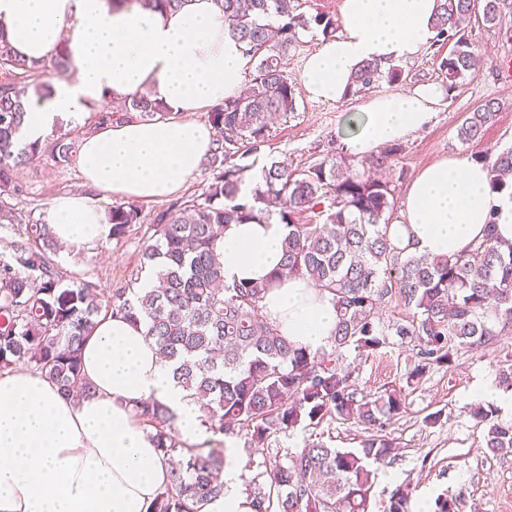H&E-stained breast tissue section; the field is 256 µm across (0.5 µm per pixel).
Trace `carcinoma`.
I'll return each instance as SVG.
<instances>
[{
  "label": "carcinoma",
  "mask_w": 512,
  "mask_h": 512,
  "mask_svg": "<svg viewBox=\"0 0 512 512\" xmlns=\"http://www.w3.org/2000/svg\"><path fill=\"white\" fill-rule=\"evenodd\" d=\"M160 10H179L188 0H112ZM230 33L251 54L254 69L246 92L211 112L216 139L210 148L212 180L195 198L159 213L154 233L141 245L140 269L104 295L93 282L69 281L53 263L59 247L50 225L25 224L26 241L0 260V372L26 364L41 372L68 397L89 396L81 379V351L100 323L101 311L148 324L147 335L172 368L177 384L204 399L201 425L223 435L245 434L260 443L273 432L315 428L324 421L354 420L368 430L359 447L332 448L321 440L281 461L274 457L251 478L246 492L254 512H370L377 471L396 460L399 448L386 425L406 408L409 389L436 367H453L461 351L497 358L499 385L512 388V243L488 231L468 253L457 257L406 253L395 247L388 227L393 215L394 180L360 174L354 160L339 157L307 168L273 161L244 190L247 165H227L265 145L271 119L295 112V85L283 60L299 31L315 24L330 37L333 20L296 12L293 0H215ZM482 7L483 21L495 26L500 0H440L433 20L438 42L453 39L440 62L448 90L472 77L474 58L462 19ZM402 71L370 60L350 78L349 94L382 79L397 82ZM52 91L46 69L17 57L0 41V224H19L11 200L23 195L18 172L43 155L68 162L77 143L62 133L21 144L19 134L29 96ZM125 112L143 121L169 115L147 95L124 101ZM499 108L487 101L468 113L458 129L463 143L484 135ZM400 146L389 144L364 159L370 169L394 171ZM492 189L512 190V147L492 161L477 158ZM312 212L322 219L304 224ZM277 216L288 233L283 264L267 282L224 283L218 246L225 226ZM139 211L116 204L106 212L110 236L122 238ZM159 287L139 288L142 272ZM307 278L332 297L336 329L327 344L310 352L280 333L262 315L266 291L283 275ZM392 308V318L382 311ZM396 337L413 347L404 377L375 393L356 388L345 351H376ZM136 415L153 429L165 455L178 452L172 436L175 413L159 401L143 402ZM487 427L486 447L512 452V421L478 405L471 411ZM170 471L149 512H206L224 496L221 448L187 449ZM413 488L400 484L384 501L383 512H412ZM462 494L439 497L433 512H462Z\"/></svg>",
  "instance_id": "1"
}]
</instances>
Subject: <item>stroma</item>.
I'll use <instances>...</instances> for the list:
<instances>
[{
  "mask_svg": "<svg viewBox=\"0 0 512 512\" xmlns=\"http://www.w3.org/2000/svg\"><path fill=\"white\" fill-rule=\"evenodd\" d=\"M465 29L472 34L477 72L463 86L449 89L439 69L442 57L449 53L448 45L430 44L414 59L400 62L401 81H380L338 103L312 100L298 87L295 112L274 122L259 161L276 159L301 168L342 156L346 113L357 111L374 97L426 84L437 88L439 98L431 122L400 143L397 167L403 176L396 183V205H403L414 174L431 163L449 156L495 159L512 147V77H504L500 71L502 60L512 57V0H503L497 25H484L476 15L466 22ZM489 100L500 107L495 122L481 139L461 143L457 131L467 113ZM19 179L26 193L17 206L35 220L42 218L55 197L85 189L76 162L59 164L47 156L23 169ZM169 205L166 199L137 202L140 218L123 239H106L75 256L57 254L67 279L89 280L106 292L125 283L140 266V244L152 235L156 215ZM412 360L411 345L398 342L373 353L352 350L347 354L357 388L371 393L401 380ZM495 378L496 366L489 358L467 353L458 358L454 368L430 371L414 385L404 413L387 429L399 454L392 465L379 471L378 490L389 492L408 482L414 487V500L432 503L461 489L465 492L463 512H512V454L487 448L483 426L470 416L476 397L493 389ZM436 412L441 413V422L424 426V417ZM363 436L361 424L336 420L314 429L277 432L261 445L244 435L230 441L210 432L202 446L222 448L233 443L239 456L240 482L245 485L269 456L297 452L317 438L336 448H354Z\"/></svg>",
  "mask_w": 512,
  "mask_h": 512,
  "instance_id": "stroma-1",
  "label": "stroma"
}]
</instances>
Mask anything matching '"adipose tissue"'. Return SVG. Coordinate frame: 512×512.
<instances>
[{
  "mask_svg": "<svg viewBox=\"0 0 512 512\" xmlns=\"http://www.w3.org/2000/svg\"><path fill=\"white\" fill-rule=\"evenodd\" d=\"M439 0H342L336 37L309 55L300 81L316 101L341 102L364 61L394 63L417 56L433 36ZM0 36L15 54L47 62L66 49L69 79L45 98H30L23 141L44 139L59 121L82 122L104 95L149 92L169 119L132 120L86 136L79 170L111 196L156 201L174 194L202 165L215 130L196 112L234 97L253 62L230 35L214 0H188L176 11L108 0H0ZM434 87L367 101L349 118L347 153L363 158L423 128L433 116ZM43 220L58 242L78 250L106 240L104 212L86 195L53 200ZM512 242V196L491 189L485 166L450 157L422 168L389 226L391 241L413 253H467L487 230ZM287 228L278 218L232 224L220 245L224 280L261 282L282 258ZM263 313L295 344L314 351L336 327L328 294L305 279L270 288ZM81 374L91 396H62L40 372L0 373V512H149L169 477L167 456L134 415L157 400L175 413L184 441L201 437V409L178 385L144 324L106 316L82 351ZM208 512H254L239 489L234 449H227L224 495Z\"/></svg>",
  "mask_w": 512,
  "mask_h": 512,
  "instance_id": "1",
  "label": "adipose tissue"
}]
</instances>
